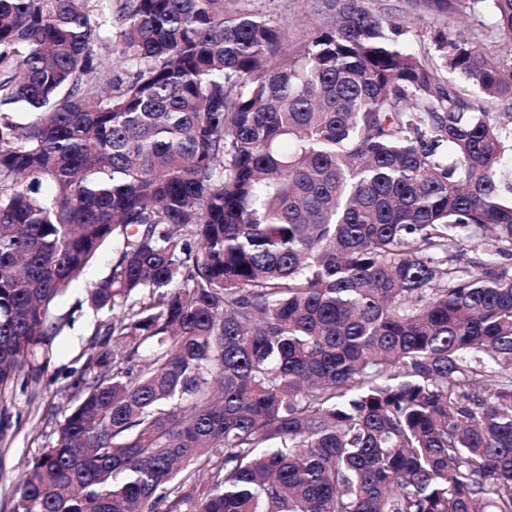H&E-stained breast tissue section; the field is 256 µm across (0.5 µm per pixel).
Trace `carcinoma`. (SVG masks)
<instances>
[{
  "instance_id": "obj_1",
  "label": "carcinoma",
  "mask_w": 512,
  "mask_h": 512,
  "mask_svg": "<svg viewBox=\"0 0 512 512\" xmlns=\"http://www.w3.org/2000/svg\"><path fill=\"white\" fill-rule=\"evenodd\" d=\"M246 2L0 0V400L112 243L11 512H512V0ZM303 0H250V7L260 9L278 22L288 37L302 28L314 25L315 16ZM370 4L373 9L382 13L390 15H402L410 13L411 16V27L409 32L404 36V42L415 48L429 43L428 37L430 36V26L433 27L430 19H417L416 15L411 14V8L409 7L408 0H370Z\"/></svg>"
}]
</instances>
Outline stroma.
Segmentation results:
<instances>
[{"mask_svg": "<svg viewBox=\"0 0 512 512\" xmlns=\"http://www.w3.org/2000/svg\"><path fill=\"white\" fill-rule=\"evenodd\" d=\"M249 4L270 15L291 37L315 21L306 0H249ZM111 261L112 249L104 247L87 273L53 306L52 315L63 328L35 354L36 363L49 365L39 385L31 392L15 390L0 404L12 424L8 439L0 443V512H10L25 463L55 443L76 400L68 373L82 367L101 324L108 319L107 314L89 308L86 290L107 274Z\"/></svg>", "mask_w": 512, "mask_h": 512, "instance_id": "1", "label": "stroma"}]
</instances>
